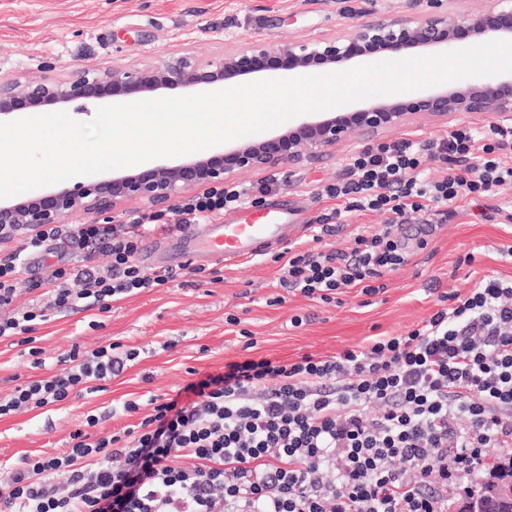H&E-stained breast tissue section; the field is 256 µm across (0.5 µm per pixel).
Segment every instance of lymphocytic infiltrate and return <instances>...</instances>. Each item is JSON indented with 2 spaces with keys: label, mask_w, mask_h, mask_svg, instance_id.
<instances>
[{
  "label": "lymphocytic infiltrate",
  "mask_w": 512,
  "mask_h": 512,
  "mask_svg": "<svg viewBox=\"0 0 512 512\" xmlns=\"http://www.w3.org/2000/svg\"><path fill=\"white\" fill-rule=\"evenodd\" d=\"M512 124L458 126L429 140L367 146L347 160L348 180L289 253L283 286L326 303L377 282L407 262L400 235L409 214L447 215L459 203L512 186ZM451 166L442 179L428 163ZM271 184L224 185L185 200L182 224H205L260 204ZM385 214L377 230H355L348 251L315 244L357 212ZM154 215L122 224L46 225L24 232L0 259V309L12 307L26 254L63 240L76 263L46 267L43 302L0 320V337L26 334L48 311L96 308L172 281L137 256ZM111 258L92 266L95 252ZM402 336L293 363L225 364L156 404L137 428L71 433L56 455H28L0 485V512H448L450 484L488 469L495 448L512 447V281L488 277ZM134 353L72 349L62 369L0 398V417L64 402L118 375ZM466 425L457 426L458 417Z\"/></svg>",
  "instance_id": "lymphocytic-infiltrate-1"
}]
</instances>
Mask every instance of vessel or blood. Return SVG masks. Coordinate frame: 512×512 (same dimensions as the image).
Masks as SVG:
<instances>
[{
  "mask_svg": "<svg viewBox=\"0 0 512 512\" xmlns=\"http://www.w3.org/2000/svg\"><path fill=\"white\" fill-rule=\"evenodd\" d=\"M192 239L185 248L187 264L200 262L232 266L269 253L291 239L308 233L305 224L291 221L288 211H271L269 218L245 217L243 222L224 224H190Z\"/></svg>",
  "mask_w": 512,
  "mask_h": 512,
  "instance_id": "1",
  "label": "vessel or blood"
}]
</instances>
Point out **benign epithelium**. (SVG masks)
Here are the masks:
<instances>
[{
	"label": "benign epithelium",
	"mask_w": 512,
	"mask_h": 512,
	"mask_svg": "<svg viewBox=\"0 0 512 512\" xmlns=\"http://www.w3.org/2000/svg\"><path fill=\"white\" fill-rule=\"evenodd\" d=\"M458 0H430L433 10L419 15L372 14V18L334 36L289 42L271 54L261 42L228 49L215 59L187 52L169 55L157 65L76 70L63 78L40 76L0 81V118H15L31 108L63 105L76 100L158 94L178 89L184 95L243 84L264 72L308 73L336 69L363 57L452 49L463 41L487 38L512 40V0H498L493 12L466 10ZM478 113L499 125L512 119V73L457 81L437 91L406 93L371 103L354 112H331L305 120L287 132L239 142L222 153L193 157L177 165L154 167L62 187L41 197L0 201V242L11 243L19 232L60 224L77 212H110L132 200L167 207L181 194L200 186L224 185L239 173L300 166L325 154L353 134L377 138L404 125L414 115L444 118ZM468 512H512V480L483 488Z\"/></svg>",
	"instance_id": "7a95c632"
}]
</instances>
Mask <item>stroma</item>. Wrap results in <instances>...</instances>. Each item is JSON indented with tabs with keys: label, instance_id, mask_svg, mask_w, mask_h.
<instances>
[{
	"label": "stroma",
	"instance_id": "35a3bbf8",
	"mask_svg": "<svg viewBox=\"0 0 512 512\" xmlns=\"http://www.w3.org/2000/svg\"><path fill=\"white\" fill-rule=\"evenodd\" d=\"M428 0H0V79L39 76L44 65L55 75L75 69L139 66L187 51L209 59L226 47L259 40L269 47L335 35L376 11L400 15L423 12ZM484 126L481 115L443 121L415 119L390 132V139L421 140L444 134L455 124ZM351 138L302 167L285 164L240 174L239 182H275L264 206L298 209L308 223L328 207L322 189L348 179V157L366 146ZM405 228L407 263L385 277L374 295L351 289L327 304L289 292L280 284L281 265L264 255L218 269L217 282L181 275L177 258L166 266L177 280L116 303L111 310L50 313L37 322L34 345L20 337L0 338V398L25 382L57 371L73 346L92 350L110 343L136 352L119 376L100 391L69 401L0 417V472L21 457L65 450L69 435L96 416L98 433L133 427L152 411L151 402L175 396L193 377L219 374L229 362L267 358L293 362L367 345L377 336H397L438 308L445 293L468 292L487 275L512 280V187L474 203L436 224L425 248ZM472 265H460L466 254ZM236 324H228V317ZM44 365H31L30 347ZM138 403L129 412L125 403Z\"/></svg>",
	"mask_w": 512,
	"mask_h": 512
}]
</instances>
